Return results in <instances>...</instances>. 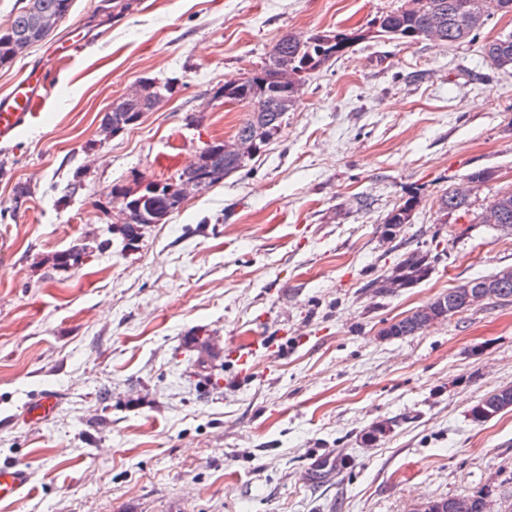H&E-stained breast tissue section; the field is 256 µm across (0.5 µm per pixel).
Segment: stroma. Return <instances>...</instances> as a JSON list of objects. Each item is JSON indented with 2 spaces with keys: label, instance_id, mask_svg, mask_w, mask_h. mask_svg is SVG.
<instances>
[{
  "label": "stroma",
  "instance_id": "stroma-1",
  "mask_svg": "<svg viewBox=\"0 0 512 512\" xmlns=\"http://www.w3.org/2000/svg\"><path fill=\"white\" fill-rule=\"evenodd\" d=\"M117 2L74 0L0 68V92L34 67L52 82L0 147V466L23 465L32 487L0 512H418L464 494L512 512V411L470 417L512 387V301L382 334L512 268V230L478 221L512 189V69L484 55L512 14L451 47L378 37L372 19L404 0ZM356 30L264 152L135 247L110 235L113 185L165 181L233 137L246 109L220 98L226 82L286 35ZM75 42L86 50L67 56ZM142 79L171 91L103 135L106 109ZM479 169L467 210L442 212ZM404 204L409 223L386 235ZM106 238L84 265L54 268ZM415 250L432 259L425 280L371 288ZM47 394L53 413L30 420ZM501 389H507L512 396V387H506ZM509 393L501 391H492L481 398L470 410V415L475 422H484L488 420V417L482 418L481 411L486 410L484 399L489 398L490 401L487 403V407L490 411H486L491 417L502 413L506 410L512 409V399L510 400Z\"/></svg>",
  "mask_w": 512,
  "mask_h": 512
}]
</instances>
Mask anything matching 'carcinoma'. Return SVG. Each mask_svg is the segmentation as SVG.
I'll return each mask as SVG.
<instances>
[{
    "label": "carcinoma",
    "instance_id": "obj_1",
    "mask_svg": "<svg viewBox=\"0 0 512 512\" xmlns=\"http://www.w3.org/2000/svg\"><path fill=\"white\" fill-rule=\"evenodd\" d=\"M73 0H26L17 9L7 28L0 31V67H7L16 60L11 43L26 39L36 45L44 41L48 31L36 28L42 17L60 22L69 14ZM512 13V0H406L402 6L376 17L372 25L378 35L400 43H413L434 37L448 45L456 46L469 42L484 27L488 19L498 13ZM362 35L359 33H331L318 31L305 39L292 35L282 37L268 52L262 65L240 81L222 88L224 102L243 103L249 111L241 122L235 136L255 141V153L265 150L269 142L279 134L286 113L275 105V99L283 94L294 93L303 84L306 74L318 69L333 57L339 56ZM485 57L498 70L512 69V35L487 43ZM143 104L138 99H128L117 111L103 115L101 125L110 127V133L127 130L140 121ZM245 159L224 155L223 143L212 142L193 160L192 169L201 182V191H206L244 167ZM179 179L163 183L150 182L138 191L123 185L112 186V197L120 201L129 215L128 223L140 224L138 203L149 196L155 211L161 215L157 223L163 224L167 210L174 206ZM467 197L457 192H447L440 198L444 211H459L467 206ZM411 207L408 204L393 209L386 217L385 233L392 236L396 229L410 221ZM481 224L495 222L512 224V189L499 193L478 216ZM86 247L75 245L55 255L56 268L68 270L83 264ZM431 262L428 254L410 252L392 271L391 276L401 281L404 288L424 280ZM460 288H450L423 305L431 309L437 320L443 312L441 302L458 298ZM420 310L391 323L383 335L395 338L413 336L421 331L418 323Z\"/></svg>",
    "mask_w": 512,
    "mask_h": 512
}]
</instances>
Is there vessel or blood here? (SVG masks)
I'll return each instance as SVG.
<instances>
[{
	"label": "vessel or blood",
	"instance_id": "1",
	"mask_svg": "<svg viewBox=\"0 0 512 512\" xmlns=\"http://www.w3.org/2000/svg\"><path fill=\"white\" fill-rule=\"evenodd\" d=\"M49 89L46 76L30 73L0 96V143L13 141L30 125ZM29 483L30 475L25 468L0 466V500L21 496Z\"/></svg>",
	"mask_w": 512,
	"mask_h": 512
}]
</instances>
